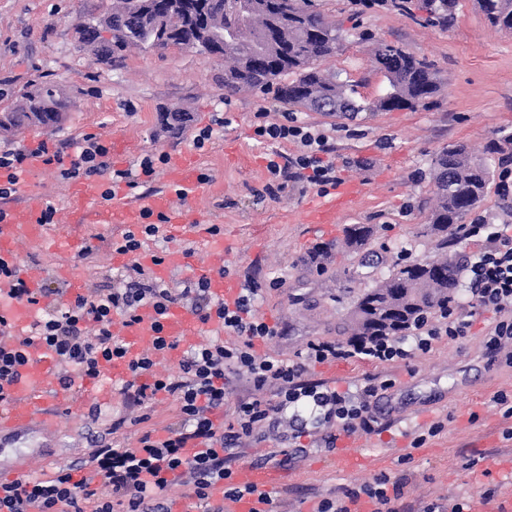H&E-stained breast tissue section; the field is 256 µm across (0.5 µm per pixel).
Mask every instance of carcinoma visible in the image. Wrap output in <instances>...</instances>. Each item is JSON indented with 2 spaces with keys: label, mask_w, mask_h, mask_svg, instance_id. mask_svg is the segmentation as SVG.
<instances>
[{
  "label": "carcinoma",
  "mask_w": 512,
  "mask_h": 512,
  "mask_svg": "<svg viewBox=\"0 0 512 512\" xmlns=\"http://www.w3.org/2000/svg\"><path fill=\"white\" fill-rule=\"evenodd\" d=\"M477 4L492 27L512 31V0H477ZM102 25L110 37H103L84 17L75 22L97 61L109 67L132 48L194 50L207 28L230 33L233 41H219L209 50L224 57L225 90L274 86L282 103L316 112L407 109L438 90L430 63L400 46L380 44L372 50V57L384 70L388 87L374 102L357 103L338 73L320 68V62L339 50L340 39L336 24L312 9L308 0H203L180 8L171 0H139L137 5L134 0H112ZM286 74L296 78L277 83ZM69 107L70 100L61 90L39 88L0 113V131L58 124ZM433 169L436 201L429 226L446 234L457 230L477 208L490 171L463 144L439 152ZM370 236L369 227L354 225L347 230L346 245L360 248ZM457 288L459 270L447 257L397 265L385 281L360 294L352 311L353 336L400 335L423 316L448 310Z\"/></svg>",
  "instance_id": "cac0c4a2"
}]
</instances>
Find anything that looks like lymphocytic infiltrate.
I'll return each instance as SVG.
<instances>
[{
	"label": "lymphocytic infiltrate",
	"mask_w": 512,
	"mask_h": 512,
	"mask_svg": "<svg viewBox=\"0 0 512 512\" xmlns=\"http://www.w3.org/2000/svg\"><path fill=\"white\" fill-rule=\"evenodd\" d=\"M265 141L298 143V154L286 162L269 159L272 175L289 173L292 181L303 182L319 190L339 185L335 164L328 160L329 148L324 135L296 123H271L255 129ZM109 149L93 136L79 143L74 155H65L56 144L41 142L34 154L15 149L0 150V199L15 190L19 173L28 157L35 156L47 166H57L67 178H87L108 168ZM165 215L156 223L143 225L141 232H125L116 241L118 253L131 255L111 287L96 289L94 295L79 296L56 305L49 304L52 294L47 286L30 287L19 277L16 266L0 263V282L7 285L9 298L16 303L37 308L39 315L31 339L55 355L58 364L83 377L95 376L100 361L121 359L126 351L112 332L114 318L133 324L141 321L145 310L163 316L174 306L189 309L202 324L221 322L223 335H214L180 350L174 340L157 338L153 347L128 359L129 381L123 386L125 404L139 409L133 420L140 426L137 447L115 448L97 441L83 457L55 476L43 479L22 476L0 484V512H170L169 493L174 479L185 478L188 497L204 504L205 512H224L223 503H213L212 488L223 483L225 500L239 501L245 494L233 481L228 465L241 439L266 441L281 423L292 429L291 446L283 451V463H290L307 448L300 439L308 427H325L320 438L325 448H335L339 434L371 430L375 421L376 400L389 381L368 379L353 393L341 392L305 379L310 365L336 360L359 359L373 364H389L408 359L411 351H429L440 337L466 336L470 326L466 308L496 314L488 330L486 346L498 351L503 340H512V224H464L459 228L464 238L480 242L481 247L462 264L464 287L470 297L468 307L449 303L440 323L424 320L401 336H375L340 343L318 340L309 342L292 360H278L258 355L255 341H268L278 335L256 316L260 288L247 282L233 303L217 301L204 277L184 280L172 288L158 278L153 265L163 264L164 253L153 256L152 265H144L137 254L142 237H153ZM239 336V343H225L224 334ZM180 350L174 371L159 370L158 352ZM126 358V357H125ZM245 375L255 389L254 397L241 400L233 423L216 421L224 408V385L229 376ZM275 388L276 401L259 398L260 390ZM171 399L180 420L168 436H157L147 423V407L157 396ZM196 446L194 456L185 448ZM404 484L380 475L342 497L320 501L316 512H352L361 498H368L373 512H396L394 503L403 494Z\"/></svg>",
	"instance_id": "obj_1"
}]
</instances>
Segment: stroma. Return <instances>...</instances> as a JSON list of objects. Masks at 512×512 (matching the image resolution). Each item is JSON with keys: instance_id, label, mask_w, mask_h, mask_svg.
Segmentation results:
<instances>
[{"instance_id": "obj_1", "label": "stroma", "mask_w": 512, "mask_h": 512, "mask_svg": "<svg viewBox=\"0 0 512 512\" xmlns=\"http://www.w3.org/2000/svg\"><path fill=\"white\" fill-rule=\"evenodd\" d=\"M314 9L335 21L341 49L325 61L355 88L356 100L368 103L388 86L383 70L370 59L380 43L402 46L433 64L437 93L424 105L393 112H358L329 116L280 102L274 91L229 93L224 89V59L177 47L158 52L133 49L115 67L98 63L75 31L76 15H105L112 0H0V112L23 94L53 85L70 97L72 106L56 126H31L15 134L0 133V148L35 149L41 141L75 148L86 136L108 147L109 169L96 176L100 188L112 185L116 170H138L144 157L184 154L208 177L203 188L181 199L173 191L169 168L141 183L140 193L167 196L174 209H190L218 226L219 235L194 244V268L226 269L238 282L253 280L262 288L256 314L277 326L278 338L257 343L256 350L279 360L294 358L312 340L344 342L348 319L358 296L391 273L395 262L446 256L460 260L480 245L458 236L431 232L428 215L434 203L432 161L451 144L483 153L488 143L512 133V32L491 27L475 0H456L452 15L431 19L426 0H311ZM187 114L179 131L168 129L163 109ZM314 127L328 138L329 157L342 183L329 194L292 182L269 191L273 177L267 157L272 151L296 154L292 143L260 141L254 129L262 121L284 116ZM223 118L216 126L215 118ZM213 126L214 138L196 148L199 129ZM364 166H354V159ZM491 179L471 219L491 224L506 221L507 204L498 192L500 174L512 171V145L487 157ZM74 179L35 164L22 174L15 194L0 199L12 213L32 204L53 206V227L62 233L92 234L80 255L52 252L19 243L14 261L19 269L41 268L45 281L64 287L58 268L68 265L87 288L108 283L122 269L112 243L121 230L77 222L71 191ZM332 203L334 223H309L310 207ZM371 227L372 236L359 249L342 245L347 227ZM194 268L171 269L169 287L192 276ZM489 312L470 319L465 337L440 338L431 351L392 364L357 359L318 364L309 382L344 391L378 376L393 380L378 402L374 431L340 437L347 453L367 458L366 466L342 471L334 453L314 447L321 436L311 429L301 442L305 457L285 467L278 485L275 512H315L322 498L359 487L379 473L408 476L405 512H421L434 502L473 507L486 498L512 499V418H504L497 395L512 401V345L490 352L485 334ZM76 405L58 410L51 433H31L18 447L0 449V467L13 474L42 476L46 458L68 465L91 446L94 434L129 416L122 396L110 407L90 410L75 423ZM442 423L436 436L432 424ZM422 447H413L418 436Z\"/></svg>"}]
</instances>
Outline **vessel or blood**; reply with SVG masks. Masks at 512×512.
Instances as JSON below:
<instances>
[{"instance_id": "b4317fda", "label": "vessel or blood", "mask_w": 512, "mask_h": 512, "mask_svg": "<svg viewBox=\"0 0 512 512\" xmlns=\"http://www.w3.org/2000/svg\"><path fill=\"white\" fill-rule=\"evenodd\" d=\"M173 184L197 189L198 174L193 164L185 161L175 162L170 173ZM168 210L167 201L162 197H153L140 201L138 207H117L104 205L97 209L94 220L99 224L130 225L136 222L142 210ZM168 227L177 236L195 234L199 231L198 217L182 211H168ZM41 208L33 205L16 212L12 217L0 223V260L8 262L14 257L19 241L30 240L41 244L53 245L57 250H70L78 254L84 251L86 241L74 235L66 237L52 233L50 225L41 223ZM37 312L24 305H12L9 310L10 334L9 345H16L26 338L30 325L35 321ZM164 333L183 345L196 342L203 327L188 312L171 309L163 321ZM117 334L123 341L129 357H135L143 349L151 346L155 337L151 314H144L142 320L133 325L117 323ZM54 355L41 347L31 350L29 362L24 369L23 378L12 388L13 400L9 405L0 406V434L9 433L20 437L36 429L48 430L54 426V414L60 405L73 401L82 402L85 407L111 403L114 388L128 380L129 375L125 360L101 362L99 374L92 381H84L73 389H64L56 369ZM281 478L279 468L273 465L256 467L244 465L234 473L235 482L242 487L259 489L278 482Z\"/></svg>"}]
</instances>
